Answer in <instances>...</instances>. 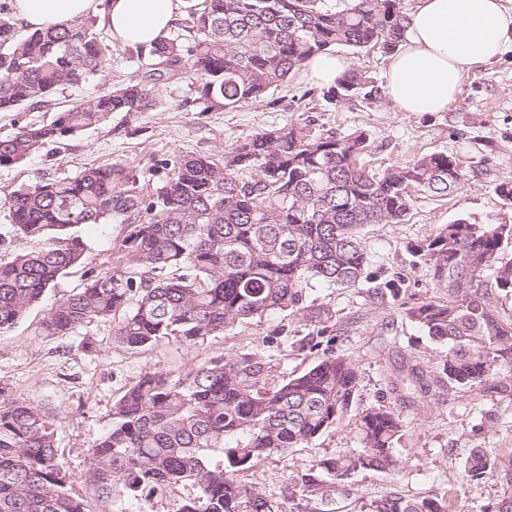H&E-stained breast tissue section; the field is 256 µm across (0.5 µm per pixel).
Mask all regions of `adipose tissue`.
Listing matches in <instances>:
<instances>
[{"mask_svg": "<svg viewBox=\"0 0 512 512\" xmlns=\"http://www.w3.org/2000/svg\"><path fill=\"white\" fill-rule=\"evenodd\" d=\"M183 0H12L28 30L100 16L113 42L151 47ZM512 43L506 0H416L404 41L391 55L384 93L400 112H444L464 79L498 59Z\"/></svg>", "mask_w": 512, "mask_h": 512, "instance_id": "adipose-tissue-1", "label": "adipose tissue"}]
</instances>
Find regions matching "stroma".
<instances>
[{
    "mask_svg": "<svg viewBox=\"0 0 512 512\" xmlns=\"http://www.w3.org/2000/svg\"><path fill=\"white\" fill-rule=\"evenodd\" d=\"M136 50L113 45L99 70L80 87L56 96L61 105L87 102L112 84L136 78ZM279 100L250 102L230 112H191L183 101L191 90L183 77L161 82L155 106L146 112H116L105 124L85 129L61 142L45 145L24 162L0 167V191L38 180L71 177L84 168L112 163L148 182L154 162L190 153H218L236 140L284 124H309L341 134L365 132L369 165L386 167L434 152L456 157L465 184L451 198L418 195L401 224L371 226L364 239L370 268L379 280H396L397 295L377 298L372 288L316 287L303 302L321 309L333 323L329 339L310 347L317 329L305 308L281 311L241 323L219 336L189 346L169 337L144 350L113 341V323L104 320L65 337L43 335L41 324L62 298L84 283L83 270H69L28 315L0 333V389L11 397L44 407L57 422L61 459L76 493H84V475L93 445L112 425V404L149 370L171 375L187 372L210 357L261 359L269 384L302 373L323 355H343L355 365L360 386L356 410L385 405L401 410L402 436L397 462L386 471L361 470L337 484L330 497L301 494L302 478L315 461L356 447L354 416H347L307 446L276 453L245 474L246 482L274 501L280 512H375L391 496L408 501L445 498L448 512H494L512 495V396L485 388L451 390L446 399L407 406L398 384L406 370L418 366L438 373L446 347L433 343L404 313L427 299H444L414 248L439 225L464 217L474 224H512V206L504 205L497 187L512 182V49L468 75L456 100L444 112H399L387 99L369 103L352 99L326 103L319 85L296 72L279 89ZM128 225H87L86 266L117 265ZM474 448L492 449L494 476L467 481L465 461ZM179 485L139 503L125 497L102 503L88 499V512H176L194 496Z\"/></svg>",
    "mask_w": 512,
    "mask_h": 512,
    "instance_id": "stroma-1",
    "label": "stroma"
}]
</instances>
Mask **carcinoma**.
Returning <instances> with one entry per match:
<instances>
[{"mask_svg": "<svg viewBox=\"0 0 512 512\" xmlns=\"http://www.w3.org/2000/svg\"><path fill=\"white\" fill-rule=\"evenodd\" d=\"M182 33L161 35L140 50V79L117 84L87 103L29 123L0 139V166L18 164L41 146L108 120L146 112L156 84L183 75L193 86L185 106L234 110L267 98L319 53L338 46L394 52L406 29L405 0H185ZM95 23L18 33L0 4V112L52 106L57 91L94 74L112 47ZM382 87L350 71L322 91L328 103L375 101ZM364 133L341 135L286 124L236 141L223 154L155 161L166 171L149 191L120 165L86 168L71 178L38 181L4 195L13 232L42 238L37 252L0 262V332L14 327L66 270L84 263L80 228L119 220L131 230L118 265L84 272L83 288L59 302L42 323L46 336H73L115 321L128 349L172 336L197 345L244 320L301 310L311 282L328 288L371 283L379 295L362 232L406 220L418 194L447 198L464 184L456 160L435 152L381 171L366 166ZM512 224H442L415 254L446 301L426 300L405 315L447 348L433 383L450 389L491 386L507 393L499 367L512 363V316L492 304L487 280L512 290ZM359 375L344 356L327 355L301 374L267 386L265 366L245 357L211 358L184 374L145 372L112 405V426L91 451L85 484L97 499L141 500L181 483L197 495L176 512H279L242 473L275 453L311 443L351 412ZM407 394H428L423 371L410 368ZM359 446L317 467L322 484L302 478L299 491L329 496L358 470L396 463L401 413L385 405L356 416ZM234 439L233 447L226 440ZM488 448H475L464 478L494 471ZM0 512H86L71 492L54 417L0 391ZM377 512H448L442 500L388 498Z\"/></svg>", "mask_w": 512, "mask_h": 512, "instance_id": "carcinoma-1", "label": "carcinoma"}]
</instances>
